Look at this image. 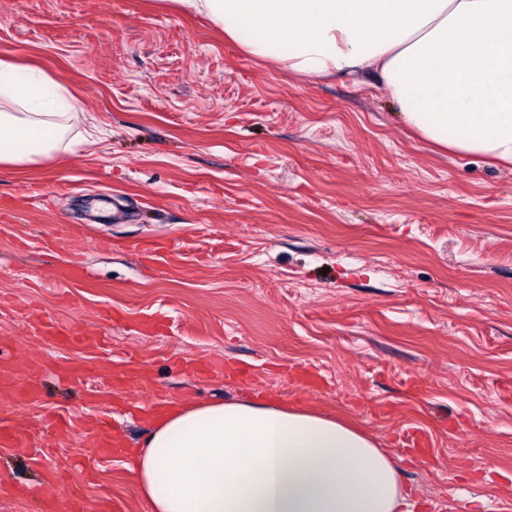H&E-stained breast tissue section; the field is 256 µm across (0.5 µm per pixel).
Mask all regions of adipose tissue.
<instances>
[{
	"instance_id": "obj_1",
	"label": "adipose tissue",
	"mask_w": 512,
	"mask_h": 512,
	"mask_svg": "<svg viewBox=\"0 0 512 512\" xmlns=\"http://www.w3.org/2000/svg\"><path fill=\"white\" fill-rule=\"evenodd\" d=\"M170 2L297 76H372L423 140L512 167V0ZM78 120L64 85L0 57V167L70 150ZM127 468L149 512H403L413 496L370 436L275 403L170 405Z\"/></svg>"
}]
</instances>
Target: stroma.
<instances>
[{
	"mask_svg": "<svg viewBox=\"0 0 512 512\" xmlns=\"http://www.w3.org/2000/svg\"><path fill=\"white\" fill-rule=\"evenodd\" d=\"M3 56L65 84L89 135L0 169V366L42 383L4 414L33 444L0 446V512H36L46 468L86 512H148L123 453L41 422L138 447L140 396L107 379L130 352L171 401L346 420L425 512H512V169L423 141L373 77L296 78L169 0H0ZM67 258L85 279L59 282ZM42 332L51 336H41L49 338L53 343L62 346L76 347L78 349L99 348L100 343L96 336H72L67 330L59 328L53 324H47L43 327Z\"/></svg>",
	"mask_w": 512,
	"mask_h": 512,
	"instance_id": "stroma-1",
	"label": "stroma"
}]
</instances>
